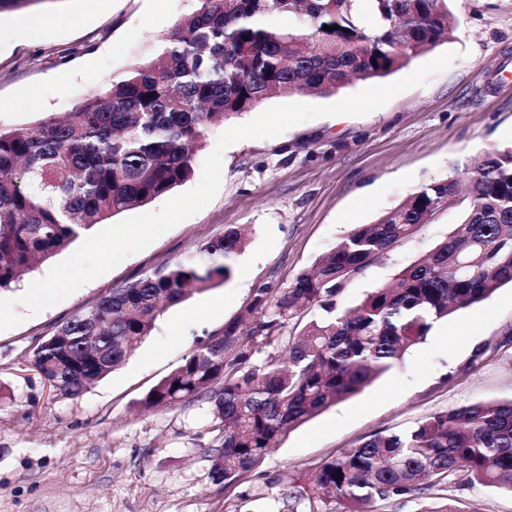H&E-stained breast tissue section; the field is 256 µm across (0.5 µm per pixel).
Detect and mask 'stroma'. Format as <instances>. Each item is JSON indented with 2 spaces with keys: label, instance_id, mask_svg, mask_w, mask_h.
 Here are the masks:
<instances>
[{
  "label": "stroma",
  "instance_id": "1",
  "mask_svg": "<svg viewBox=\"0 0 512 512\" xmlns=\"http://www.w3.org/2000/svg\"><path fill=\"white\" fill-rule=\"evenodd\" d=\"M197 0H34L0 12V129L73 110L142 59ZM446 42L388 75L395 82L455 53L427 83L363 116L336 115L281 135L245 139L222 157L217 196L198 214L66 298L30 315L19 298L53 262L37 265L0 297L19 325L0 331V512H268L305 485L325 459L377 433L404 431L428 415L512 398V285L438 322L427 341L363 392L286 433L254 471L211 478L213 435L196 400L138 411L148 390L198 342L218 335L261 288L309 270L357 224H371L421 186L457 177L512 145V0H448ZM462 219L438 211L412 237L354 278L338 303L351 307L427 254ZM229 225L250 239L234 277L169 306L128 360L82 396H57L30 364L45 336L112 289L195 253ZM484 354H477L478 346Z\"/></svg>",
  "mask_w": 512,
  "mask_h": 512
}]
</instances>
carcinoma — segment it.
Here are the masks:
<instances>
[{"label": "carcinoma", "mask_w": 512, "mask_h": 512, "mask_svg": "<svg viewBox=\"0 0 512 512\" xmlns=\"http://www.w3.org/2000/svg\"><path fill=\"white\" fill-rule=\"evenodd\" d=\"M372 10L367 23L356 0H198L152 57L73 111L0 131V290L95 225L188 181L208 128L273 96H327L388 76L451 33L445 0H373ZM465 180L469 201L456 179L426 184L375 223L356 225L287 286L259 290L139 409L205 397L218 442L212 479L232 482L259 467L286 431L362 392L439 320L512 283V148L475 160ZM458 204L461 229L354 309H339L350 280ZM246 244L245 229L227 227L197 253L113 290L34 350L32 366L53 390L80 397L150 335L166 306L227 282ZM290 322L303 327L287 340ZM463 484L512 494V398L365 439L322 462L292 499H317L329 512L402 499L432 500L419 512H468L451 494Z\"/></svg>", "instance_id": "1"}]
</instances>
